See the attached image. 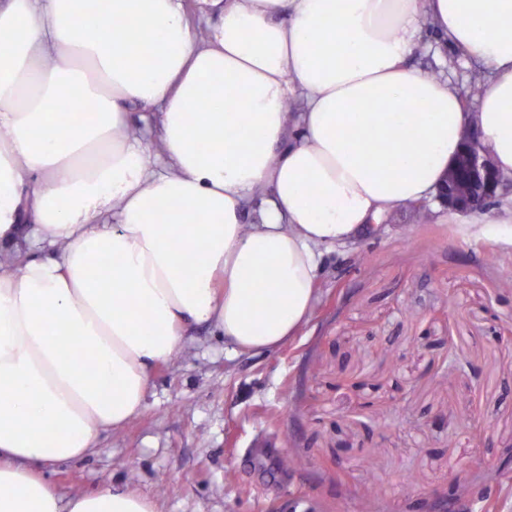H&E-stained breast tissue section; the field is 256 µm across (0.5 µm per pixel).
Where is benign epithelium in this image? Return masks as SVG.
<instances>
[{"label":"benign epithelium","mask_w":512,"mask_h":512,"mask_svg":"<svg viewBox=\"0 0 512 512\" xmlns=\"http://www.w3.org/2000/svg\"><path fill=\"white\" fill-rule=\"evenodd\" d=\"M509 180L494 167L478 134H472L440 186L436 200L450 211L473 214L506 190Z\"/></svg>","instance_id":"obj_1"}]
</instances>
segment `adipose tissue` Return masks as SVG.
I'll return each instance as SVG.
<instances>
[{
	"label": "adipose tissue",
	"instance_id": "1",
	"mask_svg": "<svg viewBox=\"0 0 512 512\" xmlns=\"http://www.w3.org/2000/svg\"><path fill=\"white\" fill-rule=\"evenodd\" d=\"M198 2L201 42L181 0H0V512H156L43 468L139 417L190 326L292 341L325 251L433 196L467 130L512 176V0ZM430 30L488 76L476 111L409 66Z\"/></svg>",
	"mask_w": 512,
	"mask_h": 512
}]
</instances>
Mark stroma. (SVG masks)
<instances>
[{
  "label": "stroma",
  "instance_id": "stroma-1",
  "mask_svg": "<svg viewBox=\"0 0 512 512\" xmlns=\"http://www.w3.org/2000/svg\"><path fill=\"white\" fill-rule=\"evenodd\" d=\"M414 64L467 93L471 65L430 46ZM400 207L324 258L310 322L284 347L235 354L212 327L151 373L147 409L86 459L46 470L60 493L102 482L157 512H512V236L477 215ZM366 255L368 265L357 262ZM303 457L301 469L288 456ZM383 494L371 498L372 483Z\"/></svg>",
  "mask_w": 512,
  "mask_h": 512
}]
</instances>
